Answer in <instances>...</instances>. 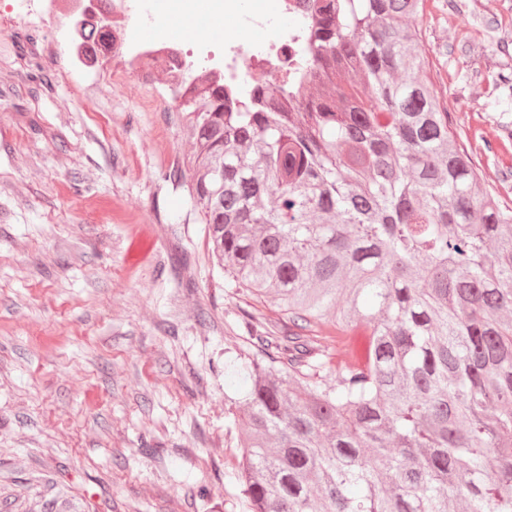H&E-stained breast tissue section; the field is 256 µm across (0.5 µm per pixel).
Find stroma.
Instances as JSON below:
<instances>
[{
    "label": "stroma",
    "instance_id": "stroma-1",
    "mask_svg": "<svg viewBox=\"0 0 512 512\" xmlns=\"http://www.w3.org/2000/svg\"><path fill=\"white\" fill-rule=\"evenodd\" d=\"M423 29L458 142L512 205V0H427ZM66 42L0 0V512H247L224 363L243 317L288 315L219 267L186 121L151 106L164 77L58 65Z\"/></svg>",
    "mask_w": 512,
    "mask_h": 512
}]
</instances>
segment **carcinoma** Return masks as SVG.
<instances>
[{"label": "carcinoma", "mask_w": 512, "mask_h": 512, "mask_svg": "<svg viewBox=\"0 0 512 512\" xmlns=\"http://www.w3.org/2000/svg\"><path fill=\"white\" fill-rule=\"evenodd\" d=\"M318 2L292 82L183 95L212 252L292 322H245L235 481L248 512H512V206L448 125L427 0Z\"/></svg>", "instance_id": "carcinoma-1"}]
</instances>
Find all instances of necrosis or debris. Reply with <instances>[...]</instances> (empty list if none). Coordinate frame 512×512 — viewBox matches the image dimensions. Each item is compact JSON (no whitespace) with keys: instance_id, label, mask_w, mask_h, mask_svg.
Wrapping results in <instances>:
<instances>
[{"instance_id":"obj_1","label":"necrosis or debris","mask_w":512,"mask_h":512,"mask_svg":"<svg viewBox=\"0 0 512 512\" xmlns=\"http://www.w3.org/2000/svg\"><path fill=\"white\" fill-rule=\"evenodd\" d=\"M171 9L148 10L144 0H96L95 10L87 14V22H96L99 15L108 13L113 23L126 27L123 41L86 44L89 55L102 57L115 54L123 58L125 67L119 76L149 84L153 73L165 77L170 97L164 111H173L182 94L200 84L207 76H220L228 89H238L241 74L266 82L285 79L296 68L305 43V31L314 12L315 0H266L259 12H246L241 0H217L227 18L236 19L237 31L225 35L221 43L206 39L186 43L161 42L140 44L135 31L143 19L162 24L174 20L176 13L188 16L191 24L201 30L213 28L218 16L197 12L196 0H174ZM19 13L29 20L49 19L56 28L68 29L72 17L82 11V0H17ZM292 15L295 26L279 23L282 15Z\"/></svg>"}]
</instances>
